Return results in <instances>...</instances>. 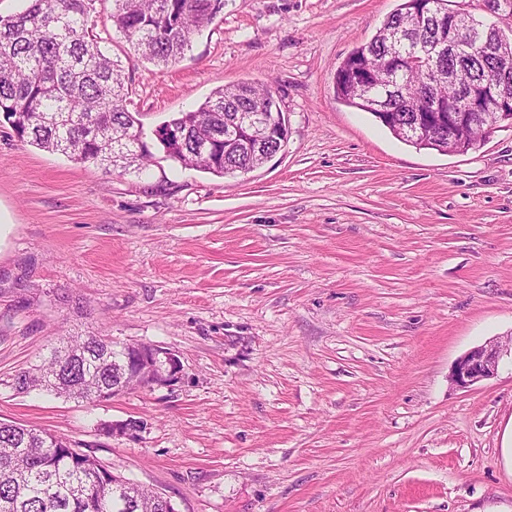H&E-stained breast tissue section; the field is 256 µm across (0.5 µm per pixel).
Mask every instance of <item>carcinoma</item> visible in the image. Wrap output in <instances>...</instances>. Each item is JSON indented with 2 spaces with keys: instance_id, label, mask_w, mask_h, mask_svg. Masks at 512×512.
Segmentation results:
<instances>
[{
  "instance_id": "carcinoma-1",
  "label": "carcinoma",
  "mask_w": 512,
  "mask_h": 512,
  "mask_svg": "<svg viewBox=\"0 0 512 512\" xmlns=\"http://www.w3.org/2000/svg\"><path fill=\"white\" fill-rule=\"evenodd\" d=\"M99 0H29L0 16V117L17 137L107 173H140L154 153L127 109L121 65L91 23ZM224 0H112L108 15L135 52L163 69L180 61L192 37L223 11ZM454 22L447 0H403L336 71V94L371 114L402 141L448 151V140L404 135L428 96L447 107L470 85L512 81L501 67L496 32L478 33L469 56L448 55ZM247 112L257 122L229 126ZM283 114L270 83L215 89L196 109L163 122L154 136L164 158L218 177L247 173L278 152ZM128 346L95 333L62 337L39 363L5 381L18 394L45 391L68 400L114 397L135 387ZM0 512H176L163 494L115 474L63 436L0 421Z\"/></svg>"
}]
</instances>
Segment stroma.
<instances>
[{
    "instance_id": "stroma-1",
    "label": "stroma",
    "mask_w": 512,
    "mask_h": 512,
    "mask_svg": "<svg viewBox=\"0 0 512 512\" xmlns=\"http://www.w3.org/2000/svg\"><path fill=\"white\" fill-rule=\"evenodd\" d=\"M400 2L224 0L162 71L98 4L145 133L268 81L288 140L246 174L159 150L118 176L0 123V420L67 437L177 512H512V357L448 380L512 334V128L446 154L338 98L337 68ZM88 331L181 371L105 402L2 387ZM508 349L498 344L473 347L455 363L450 381L461 389H467L497 374L499 362Z\"/></svg>"
}]
</instances>
